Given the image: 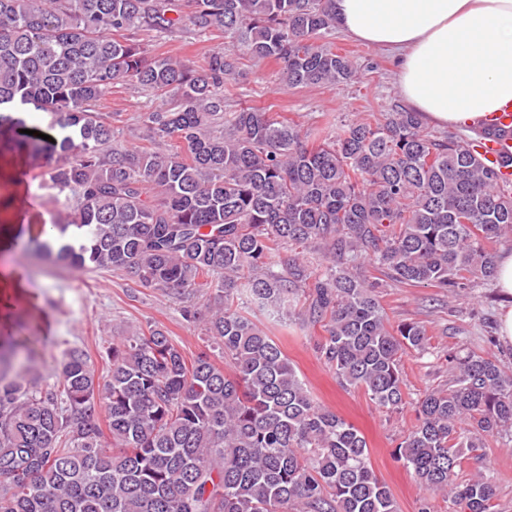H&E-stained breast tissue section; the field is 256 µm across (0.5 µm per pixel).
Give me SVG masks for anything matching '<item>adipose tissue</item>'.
<instances>
[{
	"label": "adipose tissue",
	"mask_w": 512,
	"mask_h": 512,
	"mask_svg": "<svg viewBox=\"0 0 512 512\" xmlns=\"http://www.w3.org/2000/svg\"><path fill=\"white\" fill-rule=\"evenodd\" d=\"M349 37L389 50L408 107L468 129L512 101V0H335ZM507 303L498 339L512 347V250L497 261Z\"/></svg>",
	"instance_id": "ef3b65f1"
}]
</instances>
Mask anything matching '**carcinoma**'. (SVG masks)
Segmentation results:
<instances>
[{"label": "carcinoma", "instance_id": "cac0c4a2", "mask_svg": "<svg viewBox=\"0 0 512 512\" xmlns=\"http://www.w3.org/2000/svg\"><path fill=\"white\" fill-rule=\"evenodd\" d=\"M336 23L333 0H0V124L17 152L58 157L48 182L64 211L22 250L177 298L213 295L205 314L184 309L209 353L189 360L151 327L112 344L104 376L67 347L53 386L0 383V512H397L365 437L314 401L247 309L284 323L304 298L324 322V364L398 411L402 355L429 337L419 323L390 328L364 264L455 294L494 279L512 189L470 143L405 108L334 133L249 107L224 122L240 46L277 61L291 87L354 79L348 56L319 43ZM213 30L224 45L200 71L148 57L141 38ZM120 80L176 97L142 116L165 151L122 146L95 111ZM19 106L62 114L51 139L21 133ZM303 244L323 268L288 255ZM417 412L398 459L453 512H494L491 476L459 472L512 431V375L468 353Z\"/></svg>", "mask_w": 512, "mask_h": 512}]
</instances>
